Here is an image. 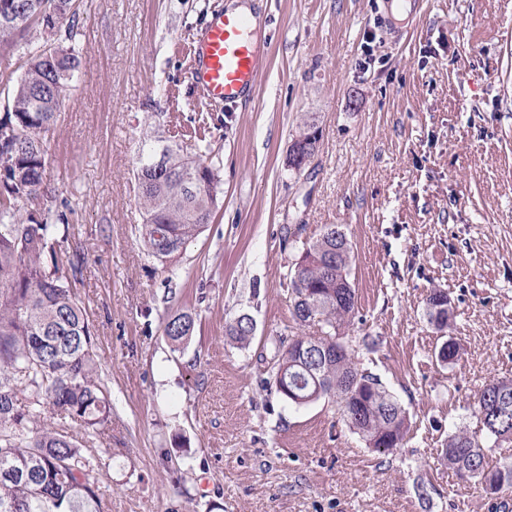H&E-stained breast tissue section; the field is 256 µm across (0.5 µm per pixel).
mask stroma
I'll return each instance as SVG.
<instances>
[{
  "instance_id": "35a3bbf8",
  "label": "stroma",
  "mask_w": 512,
  "mask_h": 512,
  "mask_svg": "<svg viewBox=\"0 0 512 512\" xmlns=\"http://www.w3.org/2000/svg\"><path fill=\"white\" fill-rule=\"evenodd\" d=\"M227 0H80L82 65L44 140L51 192L22 203L70 228L74 290L97 336L112 421L85 440L103 512H512V492L460 482L450 435L477 431V397L512 379V0H256L267 65L253 103L211 105L190 50ZM43 42L0 51V115ZM302 169L288 149L307 118ZM175 137L221 179L181 255L143 250L133 171L145 140ZM352 245L353 347L405 408L382 457L335 399L289 403L267 364L296 332L288 272L325 225ZM448 292L446 335L426 316ZM197 316L173 349L168 314ZM250 315L255 336L226 334ZM458 358L437 359L443 337Z\"/></svg>"
}]
</instances>
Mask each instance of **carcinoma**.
I'll return each instance as SVG.
<instances>
[{
    "instance_id": "carcinoma-1",
    "label": "carcinoma",
    "mask_w": 512,
    "mask_h": 512,
    "mask_svg": "<svg viewBox=\"0 0 512 512\" xmlns=\"http://www.w3.org/2000/svg\"><path fill=\"white\" fill-rule=\"evenodd\" d=\"M47 0H0V47L16 46L33 26L46 36L28 54L8 112L0 125L17 131L10 163L0 168V512H101L102 492L92 457L78 438L48 416L79 423L88 437L112 421V401L98 376L97 337L73 288L81 259L62 250L69 225L30 219L16 211L21 202L48 190L43 140L63 105L58 89L71 85L81 66L76 44L52 53L65 18L76 19L78 0H58L55 24L39 6ZM157 148L143 145L134 172L144 208L140 237L147 254L163 263L188 246L209 223L220 178L202 156L170 145L162 162ZM351 247L334 224L311 242L290 269L291 315L298 329L318 326L324 346L301 352L308 336L288 339L269 366L276 392L296 405L336 398L349 428L388 455L401 447L409 423L406 412L379 382L359 368L349 339L356 289L349 280ZM196 328L193 313L163 319V336L178 347ZM246 320L235 318L227 335L245 347L253 336ZM27 394V404L18 395ZM477 416L482 431L496 441H512V380H493L481 390ZM440 457L457 478L462 471L493 494L512 489V461L491 465L477 436L464 430L448 437Z\"/></svg>"
}]
</instances>
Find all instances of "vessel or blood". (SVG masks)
I'll use <instances>...</instances> for the list:
<instances>
[{
    "label": "vessel or blood",
    "mask_w": 512,
    "mask_h": 512,
    "mask_svg": "<svg viewBox=\"0 0 512 512\" xmlns=\"http://www.w3.org/2000/svg\"><path fill=\"white\" fill-rule=\"evenodd\" d=\"M255 14L235 7L214 11L194 42L193 76L209 102L228 107L251 99L267 56Z\"/></svg>",
    "instance_id": "1"
}]
</instances>
